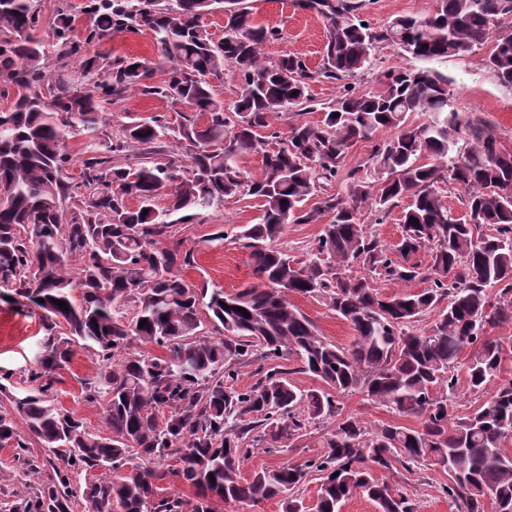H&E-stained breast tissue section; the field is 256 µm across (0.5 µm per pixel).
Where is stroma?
I'll return each mask as SVG.
<instances>
[{
	"label": "stroma",
	"instance_id": "obj_1",
	"mask_svg": "<svg viewBox=\"0 0 512 512\" xmlns=\"http://www.w3.org/2000/svg\"><path fill=\"white\" fill-rule=\"evenodd\" d=\"M258 22L276 28L278 40L267 48L270 57L296 55L306 60L310 68L320 64L325 44V28L316 14L296 7L294 0H248ZM436 7V0H372L364 15L373 26L381 27L398 16H425ZM484 50L470 56L435 62V69L447 74L456 94V105L464 112L481 114L496 133L503 149L512 152V91L501 87L485 69ZM182 104L152 96L128 95L115 100L112 119L122 124L152 115L166 114L170 122H178ZM260 214L256 199H232L214 211L202 213L199 218L181 225L179 235L185 248L195 253L194 268L184 270L187 282L195 284L201 279L232 293L251 282L252 271L248 253L233 240L215 241L217 228L231 230L245 224L256 223ZM292 302L313 323L318 333L327 339L347 346L353 341L351 327L338 318L322 302L293 297ZM44 335L38 315L14 308L13 304L0 301V369L12 372L15 389L24 392L29 387L28 368L40 351ZM101 364L88 350H77L67 370L62 371L56 384L57 399L66 408L82 418L87 429L105 432L100 405L85 402L82 386L85 380L99 372ZM323 428L308 427L304 437L282 440L279 451L263 448L252 449L241 466L243 477L255 472L278 468L285 464H301L322 453ZM50 453L38 442H31L25 458H18L11 447H0V473L6 475L10 492L23 494L27 481L23 477L26 463L40 469V479H47L52 468L48 463ZM377 479L388 482L397 492L413 499L417 512H454L452 504L442 489L448 483V472L433 463H425L407 470L394 466L393 470L376 471Z\"/></svg>",
	"mask_w": 512,
	"mask_h": 512
}]
</instances>
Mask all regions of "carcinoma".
<instances>
[{"label": "carcinoma", "mask_w": 512, "mask_h": 512, "mask_svg": "<svg viewBox=\"0 0 512 512\" xmlns=\"http://www.w3.org/2000/svg\"><path fill=\"white\" fill-rule=\"evenodd\" d=\"M296 5L325 22L315 70L299 57L268 58L278 32L258 23L246 0H84L78 14L65 2L44 37L36 0H0V97L10 99L0 110V189L10 195L0 203V300L35 311L44 330L29 393L13 394L11 377H0V394L26 427L1 413L0 446L21 456L35 439L62 462L8 512H72L77 496L88 512H215L216 502L239 507L279 497L285 512H304L297 492L311 471L322 475L316 512H341L356 494L379 512H415L373 476L395 461L447 469L444 492L457 512H485L488 502L494 512H512V457L502 452L512 438V379L456 414L461 353L469 351L466 381L477 397L512 353L511 337L491 334L512 323V194L496 191L512 186V152L500 148L484 117L457 108L448 76L435 69L393 70L375 92L345 83L372 70L383 46L430 62L468 57L490 41L483 64L511 90L512 0H437L432 14L398 16L384 28L363 25L366 0ZM216 11L224 15L219 41L204 24ZM81 14L88 24L79 37ZM141 32L151 34L167 66L160 82L139 57L87 56L89 46ZM73 59L76 77L55 76ZM227 66L238 75L230 106L211 83ZM324 80L344 85L321 120L292 122L285 134L271 129L283 112L308 111L310 84ZM127 93L183 103L192 113L175 127L164 113L126 122L100 139L113 101ZM413 112L429 119L413 125ZM384 130L394 134L375 146L373 174L352 171L345 194L305 207L338 177L352 145ZM83 133L91 138L75 178L67 142ZM169 141L187 165L169 158ZM210 143L223 147L205 150ZM250 155L262 157L255 174L242 167ZM424 155L432 162L421 163ZM116 156L127 163L113 164ZM444 183L464 190L469 221L451 215ZM162 188L169 201L159 210ZM245 196L261 201L259 221L233 239L249 252L254 282L232 294L207 280L188 283L183 271L195 256L178 239L179 225ZM404 197L401 240L391 250L361 212L368 206L380 219ZM131 199L138 205L128 206ZM289 224L322 225L302 260L278 244ZM422 249L431 254L426 269L412 260ZM354 266L365 274L350 275ZM383 279L430 285L386 295L377 287ZM295 295L346 320L352 344L320 335L290 301ZM432 311L429 330L414 332ZM135 341L164 354L131 353ZM78 347L105 363L83 395L102 405L107 435L88 430L54 395ZM258 351L277 365L259 367L252 386L235 388L237 366ZM283 361L328 390L296 389ZM352 393L418 418L421 427L345 414L339 399ZM325 419L335 425L323 454L241 476L247 434L261 430L253 444L273 451ZM95 468L126 473L72 490L73 477ZM166 478L193 489L194 498L165 495L158 481Z\"/></svg>", "instance_id": "cac0c4a2"}]
</instances>
